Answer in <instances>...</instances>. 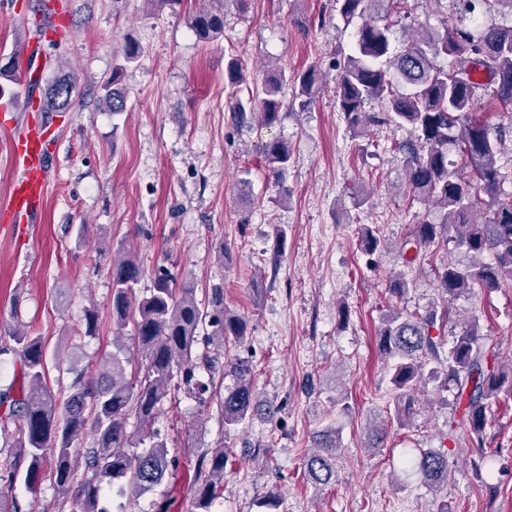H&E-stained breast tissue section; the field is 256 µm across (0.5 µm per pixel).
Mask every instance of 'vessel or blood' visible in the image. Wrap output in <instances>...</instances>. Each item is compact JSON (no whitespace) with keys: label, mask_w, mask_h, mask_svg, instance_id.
I'll return each mask as SVG.
<instances>
[{"label":"vessel or blood","mask_w":512,"mask_h":512,"mask_svg":"<svg viewBox=\"0 0 512 512\" xmlns=\"http://www.w3.org/2000/svg\"><path fill=\"white\" fill-rule=\"evenodd\" d=\"M50 154V142L44 128L35 124L25 125L14 153L19 174L12 184L9 211L18 234H25L43 205Z\"/></svg>","instance_id":"obj_1"}]
</instances>
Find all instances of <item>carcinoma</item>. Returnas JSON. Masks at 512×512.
<instances>
[{
  "label": "carcinoma",
  "instance_id": "obj_1",
  "mask_svg": "<svg viewBox=\"0 0 512 512\" xmlns=\"http://www.w3.org/2000/svg\"><path fill=\"white\" fill-rule=\"evenodd\" d=\"M396 0H335L336 15L345 24L362 20L357 30L356 50L336 58V106L351 137H361L373 127L409 130L410 137L398 149L404 154L406 175L413 197L444 210L440 224L423 221L414 225L405 244L414 256L450 241L466 248L470 260L462 265L448 262L438 269L436 279L443 301L442 309L424 314L392 307L380 320L378 347L390 360V382L396 393L393 414L374 425L366 446L380 448L392 427L403 429L410 422V403L422 379L437 380L441 388L452 382L465 401L464 422L471 440L479 446L472 466L479 471L486 456L481 449L489 413L503 385L512 380V359L504 362L486 347L479 320L471 316L445 356L432 330L448 317V304L462 293L476 289L492 292L512 289V198L504 192L507 176L498 166L503 132L492 133L483 122L472 118L481 100L487 98L512 106V24L490 23L474 30L452 24L444 33L428 30L419 39L395 50L391 28L379 25L375 15L388 13ZM461 13H503L512 17V0H450ZM191 26L204 40L224 32V17L209 10H198ZM441 54L457 61L451 69L435 64ZM123 65L112 71L106 82L104 103L112 112L126 107V93L119 87ZM395 74L407 92L393 90L390 74ZM226 76L231 88L251 94L252 110L240 107L236 126L248 127L253 121L265 127L279 119L281 94L292 87L293 99L306 110L313 102L320 78L315 65L288 79L269 75L260 82H248L239 59L227 63ZM73 75L58 74L48 84L43 97L45 112H67L72 105ZM379 102L381 111L366 106ZM461 154L460 169L448 167V147ZM269 176L284 182L292 153L288 143L273 138L262 146ZM359 245L372 256L381 247L376 231L363 227ZM493 260H484L485 254ZM112 260V324L122 330L133 326L138 349L145 354L143 370L127 373V348L113 338L110 368L98 372L95 383H86L79 372L70 395L58 402L48 388L49 367L46 343L25 331L15 334L20 345V384L17 396L0 400L5 405L0 420L11 421L15 448L11 476L23 477L25 485L35 486L46 464L55 465L57 480L65 485L73 478L71 457L79 454L74 446L86 430L93 433V445L85 450L84 480L75 495L74 512H109L102 492L105 481L148 492L160 485L176 466L164 441L148 431L174 387V378L201 401H216L229 433L249 421L254 407V368L250 361L235 358L224 362V375L233 385L224 389L196 377L200 367L196 354L199 327L211 328L210 335L221 341L239 342L246 333V321L224 310V293L213 290L208 300H199L194 288L176 287L170 270L159 266L152 271L150 295L138 297L135 286L144 274L130 252L120 246ZM436 366H431V363ZM140 426L138 435L127 430L129 416ZM145 446L141 452L135 451ZM315 450L306 461L305 479L314 485L336 480V456L341 448L339 432L326 427L313 439ZM134 452L128 453L126 449ZM228 457L224 449L213 452L209 467L199 463L196 507L208 512L215 489L224 480ZM411 464L425 483L441 491L448 485V454L422 449Z\"/></svg>",
  "mask_w": 512,
  "mask_h": 512
}]
</instances>
